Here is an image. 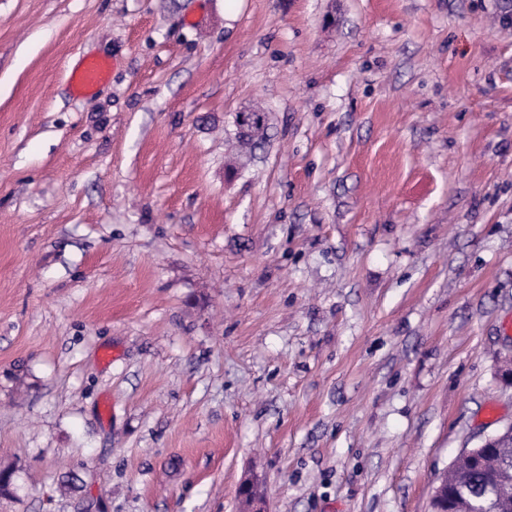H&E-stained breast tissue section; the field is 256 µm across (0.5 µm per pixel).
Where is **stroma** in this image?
Here are the masks:
<instances>
[{"label":"stroma","instance_id":"stroma-1","mask_svg":"<svg viewBox=\"0 0 512 512\" xmlns=\"http://www.w3.org/2000/svg\"><path fill=\"white\" fill-rule=\"evenodd\" d=\"M509 14L0 0V512H430L512 423ZM108 72V66L104 62L90 61L77 74L75 84L80 91H89L100 81H102ZM266 113L260 110H244L235 114V125L237 129L245 134L262 130L266 124Z\"/></svg>","mask_w":512,"mask_h":512}]
</instances>
